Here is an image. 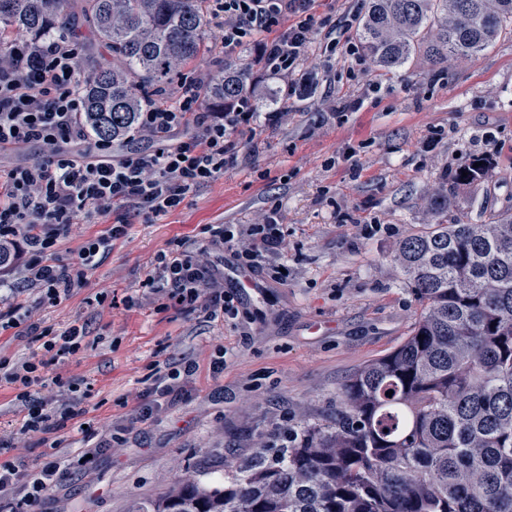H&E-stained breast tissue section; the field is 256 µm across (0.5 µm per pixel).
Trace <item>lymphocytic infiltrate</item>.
<instances>
[{"label": "lymphocytic infiltrate", "instance_id": "lymphocytic-infiltrate-1", "mask_svg": "<svg viewBox=\"0 0 512 512\" xmlns=\"http://www.w3.org/2000/svg\"><path fill=\"white\" fill-rule=\"evenodd\" d=\"M316 0H209L212 18L220 22L219 44L230 54L245 44L259 45L257 64L284 84L311 67ZM11 62L0 64V153L22 160L0 170V331L42 336L46 351L75 355L83 351L86 329L73 322L56 329L16 317V292L10 280L22 276L41 288L42 297L57 303L86 282L101 256L129 233L121 211L136 210L159 218L175 210L193 188L211 182L238 163L237 144L254 138L261 120H282L279 112L260 115L253 96L222 112L199 109L205 77L183 78L166 103L137 115V146L123 151L98 144L83 151L82 93L86 83L77 60L78 45L69 39L33 42L14 39ZM113 216L106 235L90 240L80 252L78 268L60 265L55 246L61 233L77 221L91 224ZM194 244L179 241L161 255L143 282L153 294L175 304L203 308L210 315H238L233 296L224 292V273L207 262L211 251L232 252L241 269L261 270L283 280L279 267L263 266L265 254L284 248V229L277 210L256 224H215ZM41 362L13 366L0 360V374L27 401L25 426L33 432L61 427L75 412L64 407L46 412L29 402L28 389L41 379ZM86 457L70 463L49 455L31 473L20 474L9 462L0 464V495L14 494V512H40L58 478L71 467L86 468Z\"/></svg>", "mask_w": 512, "mask_h": 512}]
</instances>
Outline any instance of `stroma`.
<instances>
[{"label": "stroma", "mask_w": 512, "mask_h": 512, "mask_svg": "<svg viewBox=\"0 0 512 512\" xmlns=\"http://www.w3.org/2000/svg\"><path fill=\"white\" fill-rule=\"evenodd\" d=\"M362 4L317 0L310 95L255 71L257 110L288 118L241 141L238 167L192 189L160 219L129 214L128 236L61 302H43L36 285L16 280L22 313L87 331L85 350L74 356L0 332V358L46 364L30 399L51 412L65 405L77 412L64 428L24 432L27 401L0 383V463L32 468L48 453L68 459L81 448L99 451L90 470L56 482L42 512H130L184 473L213 484L256 449H278L302 423L334 415L343 383L400 346L419 317L394 261L400 241L434 223L486 224L512 207V32L476 57L440 67L418 60L386 75L370 56L345 53ZM218 34L208 22L203 74L253 62L256 44L226 56ZM339 100L360 106L339 113ZM430 136L439 142L428 152L421 143ZM472 157L486 161L487 178L432 212L429 201L449 172ZM275 205L288 249L265 261L285 265L288 277L264 280L259 295L239 290L237 319L144 295L142 281L174 239H200L208 224L260 222ZM110 224L103 217L72 225L55 246L59 262L71 264ZM100 293L105 301H97ZM219 353L224 370L216 373L210 362ZM189 363L195 370L181 390L140 419L158 377ZM71 381L78 392L68 390Z\"/></svg>", "instance_id": "35a3bbf8"}]
</instances>
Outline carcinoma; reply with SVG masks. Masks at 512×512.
I'll list each match as a JSON object with an SVG mask.
<instances>
[{"label":"carcinoma","instance_id":"carcinoma-1","mask_svg":"<svg viewBox=\"0 0 512 512\" xmlns=\"http://www.w3.org/2000/svg\"><path fill=\"white\" fill-rule=\"evenodd\" d=\"M205 0H0V45L87 27L112 63L84 86L88 144H116L147 99L203 61ZM512 31V0H366L360 49L387 73L470 58ZM253 83L234 65L205 103L222 112ZM461 163L430 201L448 208L487 166ZM467 176H462V172ZM421 304L412 334L354 373L342 407L274 459L256 451L214 487L192 475L135 512H512V208L489 224H429L394 257Z\"/></svg>","mask_w":512,"mask_h":512}]
</instances>
